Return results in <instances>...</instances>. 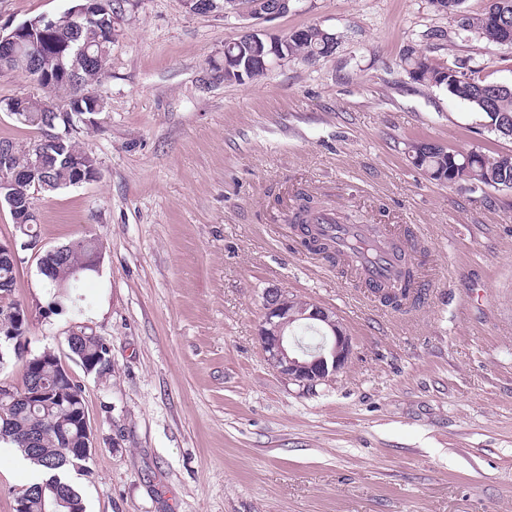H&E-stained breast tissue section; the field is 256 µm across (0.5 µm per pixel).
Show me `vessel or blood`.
<instances>
[{"label": "vessel or blood", "instance_id": "b4317fda", "mask_svg": "<svg viewBox=\"0 0 512 512\" xmlns=\"http://www.w3.org/2000/svg\"><path fill=\"white\" fill-rule=\"evenodd\" d=\"M312 228L330 243L367 289L388 287L414 261L411 244L398 224H345L335 210L315 212Z\"/></svg>", "mask_w": 512, "mask_h": 512}]
</instances>
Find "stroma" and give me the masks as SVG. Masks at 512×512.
I'll use <instances>...</instances> for the list:
<instances>
[{
  "mask_svg": "<svg viewBox=\"0 0 512 512\" xmlns=\"http://www.w3.org/2000/svg\"><path fill=\"white\" fill-rule=\"evenodd\" d=\"M71 5L0 0V28ZM310 24L336 35L333 54L227 83L214 66L240 20L132 0L95 87L106 109L72 132L98 179L35 195L32 247L0 208L28 350L67 357L81 329L109 347L107 374L68 364L95 430L88 472L69 474L86 512H512V191L430 180L406 153L416 139L512 153V137L401 65L410 48L442 66L470 57L512 85V48L429 0H310L252 27ZM45 95L0 74V139L37 143L1 104ZM301 188L356 223L418 227L424 301L385 306L306 256L287 219ZM84 236L102 255L76 316L52 309L39 262ZM275 288L350 336L329 381L268 365L257 332ZM34 480L1 445L0 512Z\"/></svg>",
  "mask_w": 512,
  "mask_h": 512,
  "instance_id": "obj_1",
  "label": "stroma"
}]
</instances>
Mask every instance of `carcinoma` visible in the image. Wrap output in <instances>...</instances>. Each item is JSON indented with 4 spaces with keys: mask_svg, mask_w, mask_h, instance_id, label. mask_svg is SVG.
Returning a JSON list of instances; mask_svg holds the SVG:
<instances>
[{
    "mask_svg": "<svg viewBox=\"0 0 512 512\" xmlns=\"http://www.w3.org/2000/svg\"><path fill=\"white\" fill-rule=\"evenodd\" d=\"M463 0H430L439 11L448 15H461L460 27L473 37L489 45H502L503 32L499 23L512 22V0H487L482 13L476 16L461 14ZM103 16L81 22L76 29L66 33H47L36 37L39 45V65L31 69L28 50L23 49L0 63V73L22 72L38 84L49 88L54 97L66 102L65 111L76 118L91 113H102L105 101L93 94L92 87L105 74L100 62L107 61L112 47V37L107 35ZM331 32L318 26L305 27L301 36H292L281 45L284 56L320 57L326 55ZM404 69L410 78L421 84L442 87L452 97L475 107L487 122V127L498 135L512 136V88H500L474 78L478 65L465 63L454 66H437L422 56L407 55L402 58ZM26 125L42 133L40 145L48 144V132L62 133L65 121L51 102L37 98L25 99ZM64 152L80 158L78 164L62 162L58 155L47 181L48 190L76 185L84 178L97 179L96 160L77 147L70 135L63 139ZM411 164L429 179L442 183H464L471 189L492 188L512 191V154H488L481 148L450 150L432 147L426 141H414L407 145ZM300 204L292 214L291 223L298 225L303 240L300 246L306 250L326 252L327 247L309 238L306 224L308 217L319 209L315 197L306 191L298 193ZM84 253L71 249L61 258L48 260V267L63 272L65 264L78 265ZM15 264L9 259L0 260V317H9L8 329L14 332L16 350L5 361H16L21 368L20 380L9 384L12 395H0V443L8 444L23 452L40 467L43 478L21 490L26 495L25 512H68L67 502H83L80 493L66 479L69 471L84 472L90 457L76 444L60 439L64 432H78L80 412L85 410L81 385L72 374L61 372L62 361L55 353L30 354L25 348L28 321L25 309L13 298ZM74 359L102 358L107 355V345L98 336L90 335L68 345ZM40 381L49 396L28 409H16L13 397L30 391V384Z\"/></svg>",
    "mask_w": 512,
    "mask_h": 512,
    "instance_id": "obj_1",
    "label": "carcinoma"
}]
</instances>
